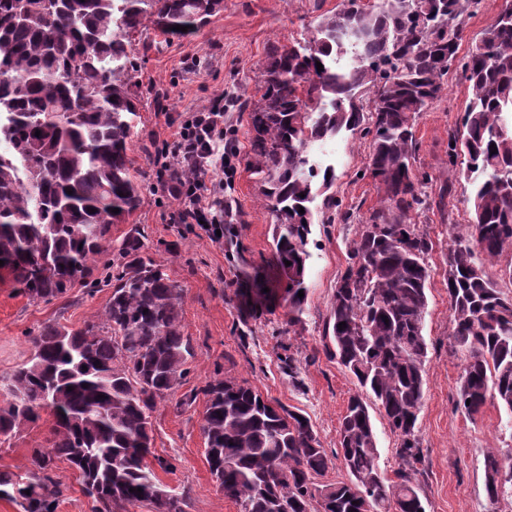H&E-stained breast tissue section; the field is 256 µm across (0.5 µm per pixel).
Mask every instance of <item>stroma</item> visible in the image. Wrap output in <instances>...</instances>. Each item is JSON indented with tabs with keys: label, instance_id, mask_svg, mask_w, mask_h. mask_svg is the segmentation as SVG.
<instances>
[{
	"label": "stroma",
	"instance_id": "obj_1",
	"mask_svg": "<svg viewBox=\"0 0 512 512\" xmlns=\"http://www.w3.org/2000/svg\"><path fill=\"white\" fill-rule=\"evenodd\" d=\"M339 0H223L204 26L182 35H163L146 27L135 36L136 79L143 93L139 118L129 143L131 173L142 185L140 207L127 223L112 227L120 241L130 227L145 236L151 255L162 260L169 278L181 290L184 332L191 336L196 355L181 393L202 388L216 376L246 381L268 398L308 417L327 451L337 448L338 428L348 399L357 391L352 377L326 349L325 326L336 281L344 272L347 247L355 224L312 226L304 311L289 325L288 311L244 316L238 293L248 275L267 272L273 255V218L260 192L258 176L244 160L250 149L248 110L259 95L256 80L270 49L308 37L318 15L335 10ZM234 99L224 117L239 155L211 170L207 182L216 183L215 211L232 208L242 222L235 227L242 253L224 249L213 233L198 224H180L173 215L178 203L153 190L154 157L172 142L167 116H180L207 106L218 93ZM470 92L461 72L451 71L448 87L416 121L420 149L419 172L438 176L446 161L448 133L456 128ZM369 153L368 142L343 133L315 148L314 156L334 167L332 188L344 208L366 216L377 203L371 179L360 178ZM474 174L463 171L455 181L446 213L419 216L433 249L428 256V314L424 334L428 343L424 398L417 427L425 458L420 477L429 506L427 512H512V503L490 505L484 489L483 456L492 449L512 447V414L496 401H487L479 414L468 416L456 408L457 381L463 359L449 348L451 312L446 281L448 235L452 225L468 223L467 199ZM110 288L78 285L61 299L33 303L14 289L0 288V376L30 356V335L47 324L69 327L105 308ZM300 361L301 384H293L284 363L288 354ZM204 398L179 410L174 400L160 403L153 413L154 448L170 460L169 471H158L161 484L185 494L187 512H239L225 499L206 460L201 431ZM50 417L6 436L0 435V472L22 473L31 467L30 451L48 447Z\"/></svg>",
	"mask_w": 512,
	"mask_h": 512
}]
</instances>
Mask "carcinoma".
I'll use <instances>...</instances> for the list:
<instances>
[{
    "instance_id": "1",
    "label": "carcinoma",
    "mask_w": 512,
    "mask_h": 512,
    "mask_svg": "<svg viewBox=\"0 0 512 512\" xmlns=\"http://www.w3.org/2000/svg\"><path fill=\"white\" fill-rule=\"evenodd\" d=\"M481 2L340 0L303 43L273 50L262 68V94L249 111L248 167L261 176L275 218L276 277L256 285L252 306L286 307L293 326L305 302L298 292H308L311 204L322 198L325 224L352 217L327 194L336 174L310 159L314 143L343 131L369 139L362 172L378 200L348 244L325 332L331 355L360 389L335 452L348 479L319 481L332 459L307 418L245 381L219 377L200 389L201 430L211 474L239 512H392L395 501L401 512H426L417 420L432 242L414 216L445 211L461 156L483 179L469 198L470 221L453 225L448 243L450 343L463 356L456 405L471 416L492 397L512 415V297L499 286L512 284V3L461 57L463 24ZM218 6L0 0V286L32 302L60 299L77 284L112 289L104 310L82 326L48 324L30 336L29 359L0 379L7 393L0 435L44 412L53 417L52 444L31 449L33 469L0 472V497L23 512H57L64 496L52 469L57 458L79 472L92 512H127L132 503L185 512L183 497L155 473L173 464L130 452L153 448L152 413L183 385L195 356L180 289L147 254L139 229L109 249L112 225L127 223L142 197L127 154L142 95L132 36L146 22L165 34L175 25L194 29ZM457 68L471 98L448 133L435 201L425 191L428 176L416 174L415 124ZM488 263L500 267V279ZM364 393L399 440L392 479L377 464ZM507 458L512 448L484 454V488L494 503L512 497Z\"/></svg>"
}]
</instances>
